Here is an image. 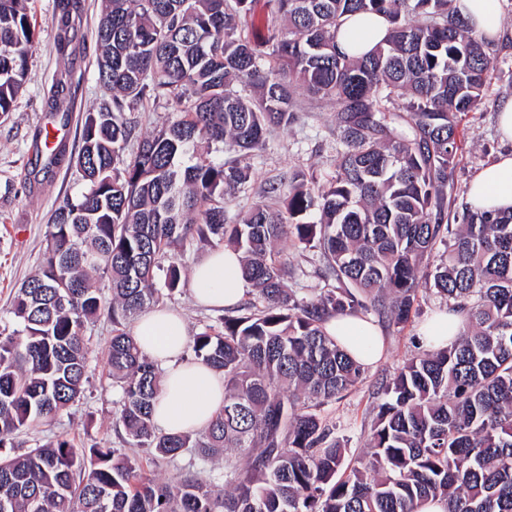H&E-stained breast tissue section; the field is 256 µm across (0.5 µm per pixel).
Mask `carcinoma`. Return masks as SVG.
<instances>
[{"instance_id": "carcinoma-1", "label": "carcinoma", "mask_w": 512, "mask_h": 512, "mask_svg": "<svg viewBox=\"0 0 512 512\" xmlns=\"http://www.w3.org/2000/svg\"><path fill=\"white\" fill-rule=\"evenodd\" d=\"M254 0H105L98 80L108 100L85 115L70 158L81 190L47 224L38 273L18 288L0 328V447L20 448L83 396L89 325H112L113 427L131 448L173 460L234 450L219 478L158 483L142 460L107 443L81 450L64 436L0 458V512H512V212L451 213L458 118L483 100L487 43L452 0H269L268 35L244 33ZM80 0H56L66 55ZM357 12L383 15L368 54L339 50ZM35 26L27 0H0V114L28 80ZM248 81L257 97L234 86ZM334 101L336 176L302 170L273 182L285 210L258 201L224 218L248 169L211 157L248 154L296 120L293 89ZM72 96L70 70L51 95ZM175 117L141 138L132 160L124 112L143 99ZM318 253L325 287L287 289L275 244ZM188 241L242 254L251 297L193 337V357L224 377V406L200 433L153 421L158 364L127 322L180 286L166 263ZM444 246L446 259L435 262ZM105 278L107 299L97 286ZM462 315L450 344L426 347L375 392L358 465L317 409L363 380L365 368L326 331L338 316L401 327L420 290Z\"/></svg>"}]
</instances>
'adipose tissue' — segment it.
<instances>
[{"label": "adipose tissue", "instance_id": "obj_1", "mask_svg": "<svg viewBox=\"0 0 512 512\" xmlns=\"http://www.w3.org/2000/svg\"><path fill=\"white\" fill-rule=\"evenodd\" d=\"M452 5L477 37L490 42L499 39L503 29L500 0H453ZM388 27L383 16L358 14L344 22L336 41L342 51L361 56L383 40ZM467 203L480 211L512 210V153L500 155L476 175ZM191 288L199 304L218 310L239 304L248 288L240 253L212 250L194 267ZM326 329L361 363L377 358L381 337L373 324L344 317L328 322ZM133 334L143 352L165 369L155 423L168 432H191L207 425L224 403V378L184 358L187 329L183 317L163 309L145 312L136 320Z\"/></svg>", "mask_w": 512, "mask_h": 512}]
</instances>
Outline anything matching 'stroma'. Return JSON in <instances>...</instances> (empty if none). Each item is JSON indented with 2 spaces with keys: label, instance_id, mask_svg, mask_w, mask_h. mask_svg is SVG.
<instances>
[{
  "label": "stroma",
  "instance_id": "stroma-1",
  "mask_svg": "<svg viewBox=\"0 0 512 512\" xmlns=\"http://www.w3.org/2000/svg\"><path fill=\"white\" fill-rule=\"evenodd\" d=\"M31 7L36 21V39L28 59V83L11 112L0 117V325L10 322L11 303L21 283L40 267L51 214L64 196L73 195L81 188L67 165L42 172L33 146L44 142L47 132L57 130L67 152H77L85 112L106 97L98 82L96 65V32L103 13V0H81V26L71 46L72 56L67 61L57 52L58 30L52 21L55 0H32ZM503 8L502 36L489 47L492 71L485 97L477 109L463 117L459 126L461 143L455 169L454 202L458 209L467 203L471 179L498 154L512 151V142H504L497 130L498 110L504 101L512 99V0H504ZM66 69L79 76L81 84L70 104L69 118L64 121L51 112L49 97L57 78ZM293 98L297 121L276 130L264 149L243 157L230 150L221 153V160H239L251 171L250 180L225 206L228 222H235L239 214L263 197L270 182L286 179L292 170H304L321 183L335 176L336 140L331 130L336 122V103L312 98L301 88L295 89ZM277 248L296 269L294 275L285 278L286 287L308 290L322 287L323 281L316 272L318 259L311 251L292 246L285 239ZM206 253L205 247L189 242L173 254V261L182 269V283L162 302L163 307L183 315L191 336L214 324L219 317L217 311L198 305L190 290L193 268ZM418 304V315L405 327L380 324L383 344L379 359L366 367L363 381L344 399L321 410L322 417L336 425L337 436L345 440L347 463H354L366 446L376 381L392 377L416 354L415 339L422 323L446 307L444 300L424 290L418 295ZM91 335L90 382L85 394L47 426L45 433L66 436L79 448L104 441L119 448L123 442L112 426L117 395L107 378L105 356L111 336L110 324L97 321ZM143 464L160 482L174 481L189 473L224 470L223 458L203 461L190 452L172 461L147 458Z\"/></svg>",
  "mask_w": 512,
  "mask_h": 512
}]
</instances>
